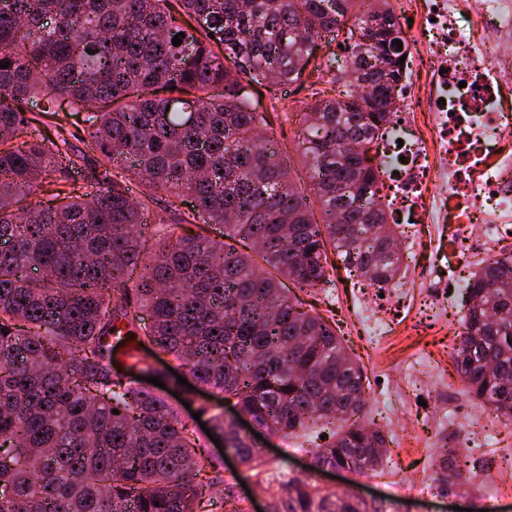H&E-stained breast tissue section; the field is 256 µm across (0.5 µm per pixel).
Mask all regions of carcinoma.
Listing matches in <instances>:
<instances>
[{"mask_svg":"<svg viewBox=\"0 0 512 512\" xmlns=\"http://www.w3.org/2000/svg\"><path fill=\"white\" fill-rule=\"evenodd\" d=\"M396 6L0 0V512H245L188 425L119 379L113 334L133 343L131 367L161 376L151 357L169 355L259 428L312 438L315 467L379 474L386 437L360 418L363 369L282 280L329 285L330 250L375 286L402 273L369 156L407 67ZM349 20L350 60L337 68L348 91L321 98L315 85L330 65L317 60L318 40ZM292 84L314 97L298 142L308 191L290 179L255 105L261 90ZM64 104L85 113V127L41 130ZM119 159L132 177L112 170ZM89 160L79 194L69 173ZM135 180L145 188L137 198ZM160 202L169 220L148 232ZM199 217L223 240L185 228ZM468 293L457 371L474 400L512 424V249L473 273ZM200 412L269 512H385L298 477L273 488L264 449L224 413ZM456 479L439 459L441 489Z\"/></svg>","mask_w":512,"mask_h":512,"instance_id":"1","label":"carcinoma"}]
</instances>
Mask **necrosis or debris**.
I'll list each match as a JSON object with an SVG mask.
<instances>
[{
  "label": "necrosis or debris",
  "instance_id": "obj_1",
  "mask_svg": "<svg viewBox=\"0 0 512 512\" xmlns=\"http://www.w3.org/2000/svg\"><path fill=\"white\" fill-rule=\"evenodd\" d=\"M485 20L483 41L459 25V0H404L412 34L432 29L423 56L432 80L407 72L395 119L374 148L384 169L379 190L395 206V223L457 225L461 238L480 233L484 256L496 248L495 226L512 223V115L497 93L512 73V54L486 55L489 44L512 43V0H469ZM427 126H420L421 116Z\"/></svg>",
  "mask_w": 512,
  "mask_h": 512
}]
</instances>
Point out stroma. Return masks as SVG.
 I'll list each match as a JSON object with an SVG mask.
<instances>
[{
  "mask_svg": "<svg viewBox=\"0 0 512 512\" xmlns=\"http://www.w3.org/2000/svg\"><path fill=\"white\" fill-rule=\"evenodd\" d=\"M307 97V92L281 86L259 99L260 111L272 117L269 133L281 143L291 177L304 185L310 182L309 172L293 143ZM410 231L415 251L406 288L391 305L388 333L365 335L357 317L359 301L380 291L351 279L344 269H337L332 286L304 296L314 311L335 321L348 352L369 378V424L387 435L382 474L367 480L353 471L310 474L309 454L286 448L272 434L266 437L267 474L277 481L291 474L308 476L323 489L357 491L386 512H452L456 506L466 512H512V425L476 404L453 360L459 341L455 328L470 305L459 283L478 268L482 255L459 239L455 225L414 224ZM178 390L169 379L156 394L195 432L200 429L195 412L203 406L219 411L224 398L204 386L186 406ZM449 449L457 470L470 482L442 494L432 461Z\"/></svg>",
  "mask_w": 512,
  "mask_h": 512,
  "instance_id": "stroma-1",
  "label": "stroma"
}]
</instances>
